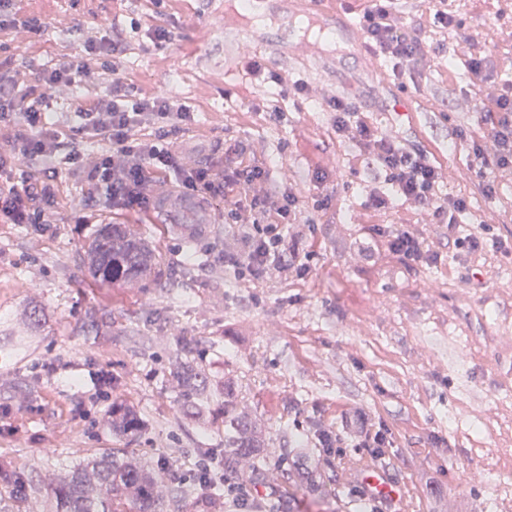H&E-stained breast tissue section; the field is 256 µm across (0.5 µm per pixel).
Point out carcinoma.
<instances>
[{
  "mask_svg": "<svg viewBox=\"0 0 512 512\" xmlns=\"http://www.w3.org/2000/svg\"><path fill=\"white\" fill-rule=\"evenodd\" d=\"M92 278L107 284L149 280L158 267L155 249L132 224H106L85 251ZM173 376L180 386L183 413H200L202 403L217 392L224 396V471L245 472L261 480L268 470L269 439L256 423L238 411L232 381H213L198 364L180 360ZM105 425L112 434L132 440L142 432L136 412L114 402ZM307 454H295L286 469L288 482L304 486L316 482L318 463L306 464ZM0 512H44L40 489L26 488L12 471L0 469ZM54 512H158L163 498L180 503L190 495L166 484L164 474L132 448H114L83 458L72 469L54 475L46 484Z\"/></svg>",
  "mask_w": 512,
  "mask_h": 512,
  "instance_id": "cac0c4a2",
  "label": "carcinoma"
}]
</instances>
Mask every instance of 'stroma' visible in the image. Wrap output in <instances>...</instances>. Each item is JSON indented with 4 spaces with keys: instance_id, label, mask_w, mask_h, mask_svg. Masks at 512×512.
<instances>
[{
    "instance_id": "35a3bbf8",
    "label": "stroma",
    "mask_w": 512,
    "mask_h": 512,
    "mask_svg": "<svg viewBox=\"0 0 512 512\" xmlns=\"http://www.w3.org/2000/svg\"><path fill=\"white\" fill-rule=\"evenodd\" d=\"M16 27L0 32V61L20 88L31 60L76 52L73 31L129 30L122 75L135 97H170L195 114L173 136L186 165L240 142L248 162L268 164L270 187L304 201V223L283 225L286 246L311 253L306 271L269 267L257 276L231 265L247 249L224 221L221 198L196 201L179 223L157 213L116 211L155 246L154 281L95 282L82 247L97 232L76 224L88 184L58 165L53 225L36 232L0 223V462L43 486L84 456L123 447L104 427L113 402L133 407L144 428L133 446L168 459L180 487L196 489V461L224 465V399L186 418L169 371L184 339L189 356L238 384L240 411L261 423L276 454L334 452L321 462V490L288 484L269 470L254 500L273 512H512V255L475 258L448 242V227L412 202L364 206L369 173L340 143L327 102L342 97L380 135L423 148L446 196H468L460 234L487 228L512 244V168L485 195L460 134L480 136L474 89L462 60L488 57L497 87L512 83V0H448L455 22L421 71L395 80L362 33L323 36L282 0L244 10L240 0H22ZM40 18L39 32L24 18ZM141 24L131 32L132 21ZM172 38L150 47L146 29ZM473 44H466V37ZM261 60L274 72L248 71ZM403 226L437 254L412 264L390 251ZM197 257L188 260L185 239ZM40 324H32L31 311ZM58 373L47 377L44 363ZM112 376L100 399L92 374ZM386 429L385 467L403 482L396 506L369 500L350 476L372 463L365 436Z\"/></svg>"
}]
</instances>
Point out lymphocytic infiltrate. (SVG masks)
<instances>
[{"label":"lymphocytic infiltrate","instance_id":"f902f5d3","mask_svg":"<svg viewBox=\"0 0 512 512\" xmlns=\"http://www.w3.org/2000/svg\"><path fill=\"white\" fill-rule=\"evenodd\" d=\"M362 29L365 45L391 64L394 76L419 69L428 52L422 25H406L393 0H368ZM80 40V53L41 66L37 89L19 91L12 77L0 71V221L27 224L38 231L51 224L58 193L52 173L60 160L84 172L90 185L85 213L77 218L81 224L105 201L118 211L149 212L155 205L150 184L176 173L182 196L222 198L225 223L238 224L243 216H250L248 250L234 258V265L254 275L272 263L307 269L297 251L284 247L279 230L297 207L298 197L287 190L267 189L268 171L245 164L239 145L186 167L169 136L172 130L191 125L193 112L169 98L133 97L119 73L128 44L124 31H113L101 41L85 34ZM94 63L106 74L103 85L86 93L75 123L56 120L52 88L77 83ZM466 65L479 87L473 107L483 135L496 144L489 156L479 141L469 142L472 170L490 195L495 191L496 170L512 166V93L490 85L484 58L469 57ZM329 107L339 141L356 146L367 170L383 177L396 196L413 201L438 223L448 225V239L455 247L470 255L504 251V243L488 242L482 233L456 234L455 226L469 202L440 195L438 170L424 152L378 135L343 98L332 99ZM90 141L97 142L100 151L89 166L84 145ZM101 188L106 191L102 197L97 194Z\"/></svg>","mask_w":512,"mask_h":512}]
</instances>
